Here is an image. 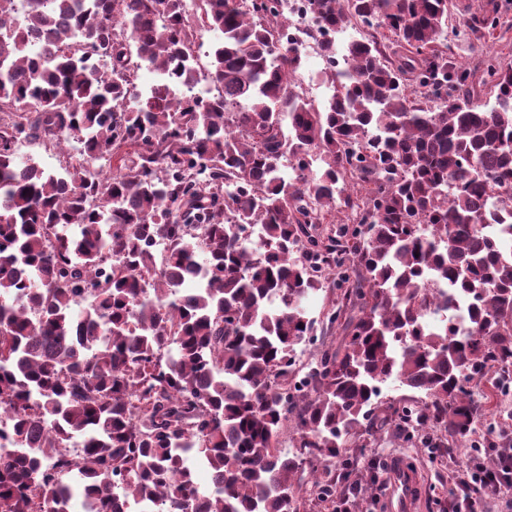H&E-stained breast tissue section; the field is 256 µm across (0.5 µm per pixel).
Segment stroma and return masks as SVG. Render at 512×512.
Instances as JSON below:
<instances>
[{"label":"stroma","instance_id":"35a3bbf8","mask_svg":"<svg viewBox=\"0 0 512 512\" xmlns=\"http://www.w3.org/2000/svg\"><path fill=\"white\" fill-rule=\"evenodd\" d=\"M506 392L495 397L490 422L480 423L474 435V450L447 451L440 447V436L399 438L386 433L377 442L364 448L348 449L346 457L332 468L336 479L333 500L318 503L306 487H298L300 512H335L338 502H346L348 512H384L381 505L383 474L378 462L400 455L415 464L423 479L422 497L417 512H448V487L458 481L467 467L479 465L489 455L512 450V377L505 382Z\"/></svg>","mask_w":512,"mask_h":512}]
</instances>
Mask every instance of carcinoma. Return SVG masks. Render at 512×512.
<instances>
[{
	"label": "carcinoma",
	"mask_w": 512,
	"mask_h": 512,
	"mask_svg": "<svg viewBox=\"0 0 512 512\" xmlns=\"http://www.w3.org/2000/svg\"><path fill=\"white\" fill-rule=\"evenodd\" d=\"M312 6L314 37L369 29L317 104L281 0H0V512H297L350 441L460 449L493 414L469 384L512 374V67L448 61L453 0ZM345 263V338L303 372V302ZM462 299L465 330L424 324Z\"/></svg>",
	"instance_id": "obj_1"
}]
</instances>
